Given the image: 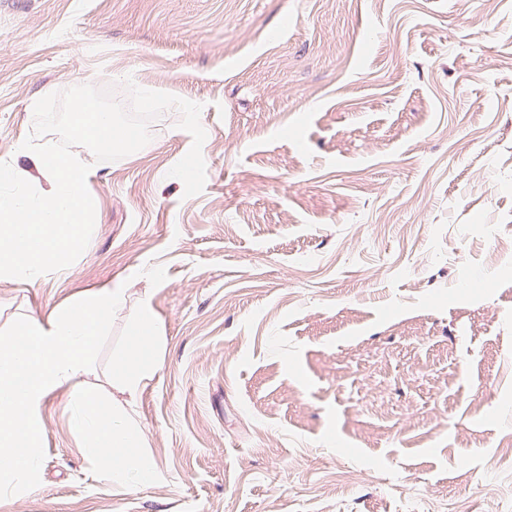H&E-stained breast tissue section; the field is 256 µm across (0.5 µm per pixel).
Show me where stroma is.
<instances>
[{
  "mask_svg": "<svg viewBox=\"0 0 512 512\" xmlns=\"http://www.w3.org/2000/svg\"><path fill=\"white\" fill-rule=\"evenodd\" d=\"M199 103L98 162L65 278L0 282V330L153 291L134 421L163 474L99 481L63 396L8 512H512V0H0V161L35 102L124 80Z\"/></svg>",
  "mask_w": 512,
  "mask_h": 512,
  "instance_id": "stroma-1",
  "label": "stroma"
}]
</instances>
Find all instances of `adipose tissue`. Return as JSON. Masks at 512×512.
Returning a JSON list of instances; mask_svg holds the SVG:
<instances>
[{"mask_svg":"<svg viewBox=\"0 0 512 512\" xmlns=\"http://www.w3.org/2000/svg\"><path fill=\"white\" fill-rule=\"evenodd\" d=\"M134 303V325L112 359L111 393L92 383L98 340L111 317ZM152 294L105 285L69 304L0 333V502L42 486L44 411L49 397L67 399L72 430L103 480L117 488L148 486L161 473L146 453L132 414L159 369Z\"/></svg>","mask_w":512,"mask_h":512,"instance_id":"adipose-tissue-1","label":"adipose tissue"}]
</instances>
